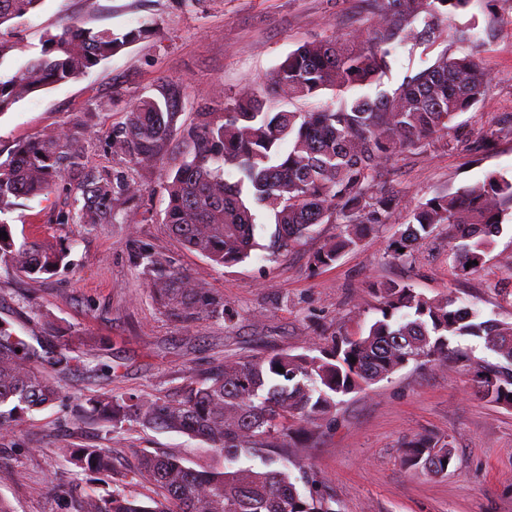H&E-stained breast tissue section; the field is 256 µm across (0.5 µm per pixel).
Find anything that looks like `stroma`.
I'll return each instance as SVG.
<instances>
[{"label":"stroma","instance_id":"1","mask_svg":"<svg viewBox=\"0 0 512 512\" xmlns=\"http://www.w3.org/2000/svg\"><path fill=\"white\" fill-rule=\"evenodd\" d=\"M374 12L373 0H44L25 21V49L0 65L5 70H18L39 51L44 33L69 18L116 34L141 26L148 35L88 76L32 94L0 115V149L65 126L85 139V173L109 171L144 186L133 202L116 203L115 223L101 228L57 222V214L76 208L80 197L70 176L55 192L20 200L6 215L16 238L67 246L71 253L68 266L38 279L0 267V322L30 341L48 339L58 328L89 339L75 345L70 370L46 358L36 362L57 385L58 402L0 431V464L13 472L12 482L0 485V498L14 512H72L66 499L51 492L54 484L79 495L118 489L149 500L155 487L136 473L137 458L146 451L181 457L196 469L223 468V454L199 439L132 422L112 429L78 419L90 395L175 398L190 377L224 361L299 354L357 335L380 318L377 288L392 281L430 298L475 305L484 318L512 322L511 221L502 224L486 265L467 276L458 275L448 256L457 231L445 225L409 260L386 255L408 208L490 172L512 179V0H472L444 23L426 52L398 53L385 82L389 88L439 54H474L488 74L485 102L449 123L454 149L410 151L387 164L384 175L401 206L332 265H314L312 258L335 237L334 224L317 225L311 237L271 261L256 255L232 266L211 264L157 221L165 207L160 173L181 164L187 142L175 139L161 171L152 173L107 147L130 103L164 80L185 86L180 121L187 128L201 109L223 111L251 83L277 111L336 104L330 91L316 100H282L266 79L299 45L367 29ZM469 22L477 37L460 43L456 29ZM490 130L498 133L495 141L478 147L480 135ZM139 244L223 295V318L185 327L165 314L132 260ZM424 435L452 443L456 460L447 475L404 465L405 443ZM289 441L299 449L290 469L299 490L331 498L335 512H512V408L482 398L469 366L453 354L436 367L409 363L342 397L326 424L309 432L294 425ZM60 446L110 449L115 470L109 476L71 471L55 453Z\"/></svg>","mask_w":512,"mask_h":512}]
</instances>
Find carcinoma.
<instances>
[{
	"label": "carcinoma",
	"instance_id": "carcinoma-1",
	"mask_svg": "<svg viewBox=\"0 0 512 512\" xmlns=\"http://www.w3.org/2000/svg\"><path fill=\"white\" fill-rule=\"evenodd\" d=\"M43 0H0V65L20 50L17 29ZM371 29L341 34L291 51L268 78L286 100L348 92L336 106L314 112H275L251 85L224 104L222 112H199L193 127L178 126L184 84L163 82L138 97L127 121L112 130L108 147L143 170L159 168L170 143L190 144L176 171L165 175L161 223L190 250L216 266L242 263L256 241L254 206L274 219L270 254L300 242L318 224L339 225L334 240L313 255L327 266L353 250L367 233L387 223L399 200L382 181L385 165L406 149L422 152L442 140L448 124L478 106L487 76L472 54L439 55L428 67L403 78L375 98L359 89L388 76L403 49L412 54L441 35L442 24L471 0H375ZM143 30L122 35L94 30L68 19L44 35L38 55L17 71H0V115L41 89L91 72L101 61L141 39ZM84 140L63 126L17 143L0 159V215L19 199L57 188L66 173L83 166ZM82 206L60 212V224L93 227L115 220L114 203L133 199L140 185L112 173L80 188ZM512 218V179L491 173L452 193L416 205L390 245L404 261L442 225L459 229L451 249L455 269L466 276L486 264L492 237ZM0 265L28 278L52 274L68 251L39 241H17L0 219ZM134 261L144 267L150 290L166 314L188 325L224 317V296L170 268L162 254L139 245ZM381 318L356 338L331 340L319 354L278 352L226 361L190 382L177 398L138 395L90 398V415L109 427L135 422L144 428L200 439L224 454L222 469L197 470L172 455L142 453L138 473L159 489L155 506L114 491L74 497L76 512H336L331 500L302 493L288 469L238 467L241 456L270 457L288 447L291 423L319 427L340 398L389 377L409 362L438 365L448 359L450 340L484 341L503 362L471 361L484 397L512 407V323L483 320L480 312L429 298L407 284L379 288ZM43 352L0 325V430L59 399L57 385L31 367ZM282 367L279 372L276 367ZM55 453L84 473H110L106 448H57ZM404 461L433 475H446L455 451L445 440L420 437L408 443Z\"/></svg>",
	"mask_w": 512,
	"mask_h": 512
}]
</instances>
